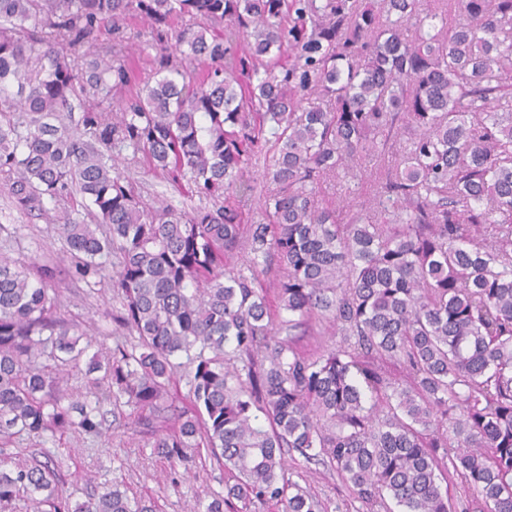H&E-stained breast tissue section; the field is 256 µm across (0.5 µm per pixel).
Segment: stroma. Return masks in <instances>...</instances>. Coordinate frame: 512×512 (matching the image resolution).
Returning a JSON list of instances; mask_svg holds the SVG:
<instances>
[{"mask_svg":"<svg viewBox=\"0 0 512 512\" xmlns=\"http://www.w3.org/2000/svg\"><path fill=\"white\" fill-rule=\"evenodd\" d=\"M144 203L162 202L176 208L199 206V199H186L148 161L120 163ZM0 255L39 270L54 266L52 282L58 295L57 311L80 323L92 339L87 356H111L117 347L136 344L135 335L118 329L115 316L121 308L112 288V272L78 277L67 256V244L56 224L39 211L19 210L5 186L0 185ZM105 417L101 436L78 430L62 435L30 438L24 435L0 439V456L23 464H34L52 456L64 480L63 490L71 504H78L103 487L116 484L129 497L154 502L158 512H202V506L223 494L226 475L207 451L195 453L189 463L170 464L151 448L152 426L144 424L129 407L103 403ZM291 480L315 497L323 512H364L345 482L335 471L306 460L295 451L285 455Z\"/></svg>","mask_w":512,"mask_h":512,"instance_id":"stroma-1","label":"stroma"}]
</instances>
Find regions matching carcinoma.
Returning a JSON list of instances; mask_svg holds the SVG:
<instances>
[{"mask_svg":"<svg viewBox=\"0 0 512 512\" xmlns=\"http://www.w3.org/2000/svg\"><path fill=\"white\" fill-rule=\"evenodd\" d=\"M138 15L156 25L157 79L118 99L134 74L112 52ZM269 142V223L245 232L217 201L253 191L244 171ZM124 152L215 204L146 207ZM370 163L371 197L324 202ZM0 181L21 210L78 194L106 225H59L78 276L119 256L116 321L138 336L91 359L86 388L143 418L186 356L193 414L151 448L211 449L233 483L205 512H316L284 448L335 470L365 512H512V0H0ZM273 254L277 324L260 286ZM43 274L0 258V436H99V408L65 396L86 332ZM313 321L340 337L316 357L278 338ZM450 471L475 503L441 490ZM62 485L49 461H0V503L69 512ZM75 512L153 508L114 487Z\"/></svg>","mask_w":512,"mask_h":512,"instance_id":"cac0c4a2","label":"carcinoma"}]
</instances>
